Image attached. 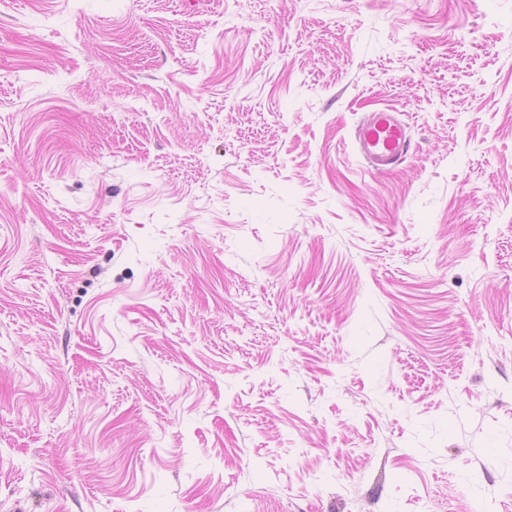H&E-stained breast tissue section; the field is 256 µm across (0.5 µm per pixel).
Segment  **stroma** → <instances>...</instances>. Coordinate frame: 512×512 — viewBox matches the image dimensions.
I'll return each instance as SVG.
<instances>
[{
  "label": "stroma",
  "mask_w": 512,
  "mask_h": 512,
  "mask_svg": "<svg viewBox=\"0 0 512 512\" xmlns=\"http://www.w3.org/2000/svg\"><path fill=\"white\" fill-rule=\"evenodd\" d=\"M478 499L512 512V0H0V512ZM359 155L367 169L382 171L403 162L410 149L405 127L393 112H371L355 129Z\"/></svg>",
  "instance_id": "35a3bbf8"
}]
</instances>
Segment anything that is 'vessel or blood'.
<instances>
[{
  "mask_svg": "<svg viewBox=\"0 0 512 512\" xmlns=\"http://www.w3.org/2000/svg\"><path fill=\"white\" fill-rule=\"evenodd\" d=\"M355 141L368 169L375 171L399 165L410 149L404 125L384 110L370 113L357 125Z\"/></svg>",
  "mask_w": 512,
  "mask_h": 512,
  "instance_id": "obj_1",
  "label": "vessel or blood"
}]
</instances>
